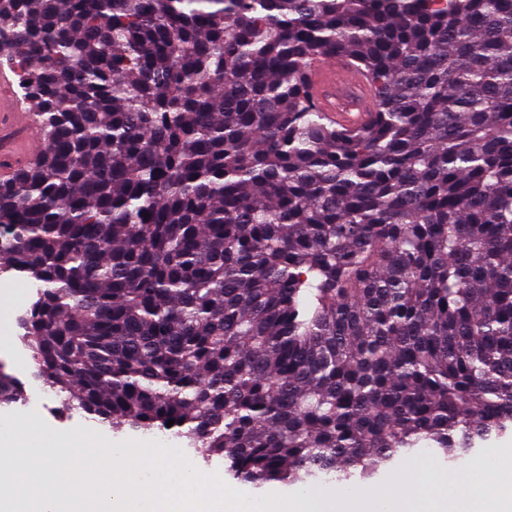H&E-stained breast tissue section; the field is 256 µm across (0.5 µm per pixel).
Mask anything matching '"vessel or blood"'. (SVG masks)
Returning a JSON list of instances; mask_svg holds the SVG:
<instances>
[{"label": "vessel or blood", "mask_w": 512, "mask_h": 512, "mask_svg": "<svg viewBox=\"0 0 512 512\" xmlns=\"http://www.w3.org/2000/svg\"><path fill=\"white\" fill-rule=\"evenodd\" d=\"M311 105L342 128L359 129L374 111V89L364 73L347 59L314 63L307 73ZM33 121L18 100L8 72H0V179H11L19 166L39 155Z\"/></svg>", "instance_id": "vessel-or-blood-1"}]
</instances>
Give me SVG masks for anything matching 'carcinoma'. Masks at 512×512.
<instances>
[{"instance_id":"obj_1","label":"carcinoma","mask_w":512,"mask_h":512,"mask_svg":"<svg viewBox=\"0 0 512 512\" xmlns=\"http://www.w3.org/2000/svg\"><path fill=\"white\" fill-rule=\"evenodd\" d=\"M336 55L364 128L309 105ZM1 60L42 151L0 265L68 409L253 485L512 423V0H0ZM311 105L342 128L359 129L374 111V89L364 73L347 59L335 57L314 63L307 73Z\"/></svg>"}]
</instances>
